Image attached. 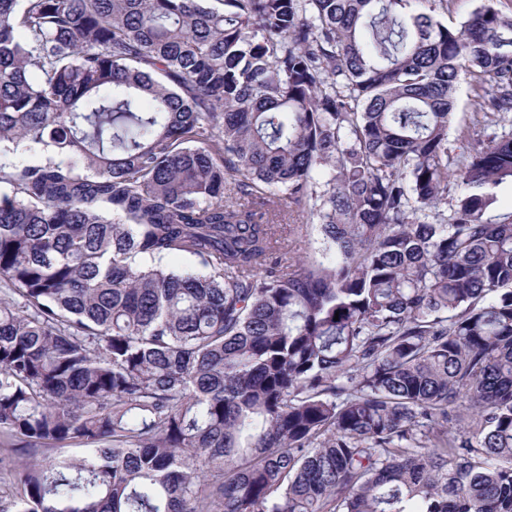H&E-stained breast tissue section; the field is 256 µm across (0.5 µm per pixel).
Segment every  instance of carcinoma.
<instances>
[{"label":"carcinoma","mask_w":512,"mask_h":512,"mask_svg":"<svg viewBox=\"0 0 512 512\" xmlns=\"http://www.w3.org/2000/svg\"><path fill=\"white\" fill-rule=\"evenodd\" d=\"M447 11L0 0V512H512V132L448 140L512 15ZM278 236L288 244V261L320 259L322 256V233L318 224H312L306 215L289 212L288 224H278Z\"/></svg>","instance_id":"1"}]
</instances>
